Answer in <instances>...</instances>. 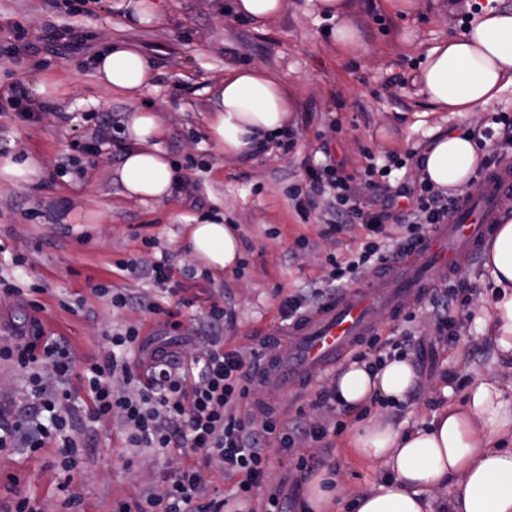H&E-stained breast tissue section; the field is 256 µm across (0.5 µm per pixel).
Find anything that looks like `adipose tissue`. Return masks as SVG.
Masks as SVG:
<instances>
[{
    "mask_svg": "<svg viewBox=\"0 0 512 512\" xmlns=\"http://www.w3.org/2000/svg\"><path fill=\"white\" fill-rule=\"evenodd\" d=\"M97 83L137 98L153 77L151 57L136 45L115 42L100 52ZM416 82L435 107L457 115L492 104L512 86V9L485 8L471 26L423 57ZM208 132L224 156L248 158L287 126L292 105L280 80L260 67L232 68L212 88ZM129 147L119 171L128 196L159 201L175 180L160 146L165 129L151 107L137 106L126 121ZM421 160L430 182L462 188L479 169L475 142L461 131L433 132ZM187 245L197 266L231 274L241 242L222 211L189 225ZM492 275L490 302L475 318L497 355L512 361V215H503L484 251ZM417 383L410 357L396 356L369 371L349 364L336 378V399L363 417L347 444L384 480L345 500L336 475L321 469L303 487L305 512H512V384L482 376L469 384L462 405L434 410L422 426L407 430L371 405L395 407Z\"/></svg>",
    "mask_w": 512,
    "mask_h": 512,
    "instance_id": "ef3b65f1",
    "label": "adipose tissue"
}]
</instances>
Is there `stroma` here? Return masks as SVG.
I'll return each mask as SVG.
<instances>
[{
  "instance_id": "obj_1",
  "label": "stroma",
  "mask_w": 512,
  "mask_h": 512,
  "mask_svg": "<svg viewBox=\"0 0 512 512\" xmlns=\"http://www.w3.org/2000/svg\"><path fill=\"white\" fill-rule=\"evenodd\" d=\"M229 2L165 0L163 25L129 29L113 0H90L84 12L80 0L67 7L57 0H0V160L24 157L37 166L29 181L0 180V277L18 287L14 294L0 292V331L39 317L45 332L63 337L80 359L103 351L105 331L131 323L142 324L149 347L166 343L167 333L150 314L114 307L89 289L104 283L127 294L151 293L149 272L161 261L174 280L193 275L201 296L223 294L235 319L224 344L250 355L269 330L282 326L286 297L319 287L329 271L327 257L345 261L367 239L359 224L336 238L323 237L322 226L333 217L324 198H316L308 216L297 212L288 189L304 185L305 159L319 162L333 155L359 178L371 167L388 165L389 187L413 184L432 130L480 132L495 113L512 116L511 87L486 108L458 116L435 110L415 82L425 51L468 24L474 0H421L420 10L405 18L388 13L384 0H351L343 20L360 31L362 46L350 54L330 35L335 21L319 16L312 0H288L284 13L265 21L236 19ZM18 23L28 32L22 43L12 37ZM51 31L60 32L61 40L48 42ZM117 40L137 45L153 59L155 80L141 99L152 103L165 125L162 148L177 171L170 197L161 201L128 197L119 178L127 143L124 121L134 102L99 86L91 65ZM234 65L258 66L282 79L293 106L290 152L274 141L248 159L214 150L206 122L209 89ZM40 76L57 81L59 93L48 103L30 93V104L43 113L21 118L7 101L9 90L16 84L30 88ZM99 125L109 127L112 139L93 154L88 137ZM217 202L242 241L243 259L231 276L199 272L186 248V224ZM148 238L155 246H145ZM17 257L24 258L23 266H14ZM120 260L135 261L142 276L117 269ZM488 278L478 260L451 279V287L466 289L470 298L454 312L460 335L451 342L436 335L432 306L412 309L407 319L374 312L379 336L394 339L415 358L418 384L410 407L398 415L407 425L434 410L446 397L443 388H451L448 397L459 404L477 376L491 373L512 383V363L496 358L474 324L485 306ZM37 285L43 293L32 294ZM34 298L42 312H33ZM335 376L328 371L307 388L282 394L281 421H315L319 411L313 402ZM334 418L337 429L325 440L299 443L313 468L298 469L295 457L280 454L275 441H268L269 478L252 492L245 512H263L276 489L290 498L291 512H301L304 482L313 469L325 466L339 471L345 494L378 484L381 472L345 446L351 417L341 411ZM72 436L81 444V464L65 490L57 449L0 451V503H12L20 493L34 497L41 512H72L74 495L82 500L81 512H113L124 501L161 497L177 468L201 460L182 448L161 455L128 447L117 416L77 424Z\"/></svg>"
}]
</instances>
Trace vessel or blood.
Wrapping results in <instances>:
<instances>
[{
  "label": "vessel or blood",
  "instance_id": "1",
  "mask_svg": "<svg viewBox=\"0 0 512 512\" xmlns=\"http://www.w3.org/2000/svg\"><path fill=\"white\" fill-rule=\"evenodd\" d=\"M511 193L512 164L491 165L456 201L448 218L400 262L369 273L362 284L340 290L287 328L271 332L260 386L299 388L370 334L374 310L394 315L423 299L477 257L503 197Z\"/></svg>",
  "mask_w": 512,
  "mask_h": 512
}]
</instances>
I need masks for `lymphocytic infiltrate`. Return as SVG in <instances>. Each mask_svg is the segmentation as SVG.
I'll list each match as a JSON object with an SVG mask.
<instances>
[{"label":"lymphocytic infiltrate","instance_id":"lymphocytic-infiltrate-1","mask_svg":"<svg viewBox=\"0 0 512 512\" xmlns=\"http://www.w3.org/2000/svg\"><path fill=\"white\" fill-rule=\"evenodd\" d=\"M304 170L308 189L296 186L291 191L296 209L307 212L316 197L329 196L336 219L324 225L323 236L331 237L345 231L348 225L361 224L373 239L347 265L329 258L331 270L325 287L305 296L285 298L281 309L289 320L315 307L343 284L357 283L390 262L393 254L406 253L432 225L442 223L454 206L452 198L426 182L416 188L398 186L385 196L369 180L362 182L359 189H352L353 175L331 157L317 167L305 165ZM391 221L403 228L404 234L390 253L381 250L375 238L384 234L386 223ZM172 287L179 296L176 305L154 295L145 297L140 306L176 336L181 332L183 309L195 308L198 297L188 293L186 285ZM205 317L214 333L189 359L164 345L145 350L138 324L106 334L107 351L84 362L77 361L63 338L45 335L36 319L16 337L0 340V362L24 372L32 387V401L22 413L0 408V449L35 451L57 445L61 470L71 474L77 466L78 445L72 436V394L67 385L75 380L86 398L87 419L119 415L129 429L127 440L133 448H187L202 453L205 464L214 463L224 471L240 474L237 497L250 496L266 480L267 438H274L279 452L295 456L298 467H305L307 459L298 453L297 438L322 441L328 435L327 427L287 426L266 410L240 416V406L249 403L252 395L253 378L245 369V361L259 359L260 354L255 351L246 357L239 350L225 349L220 332L231 317L219 301L209 300ZM143 350L149 353V366L141 372L131 359ZM117 375L131 385V392L114 389L112 379ZM226 504L223 495L209 492L199 470L191 467L176 471L161 499L121 502L116 512H224Z\"/></svg>","mask_w":512,"mask_h":512}]
</instances>
